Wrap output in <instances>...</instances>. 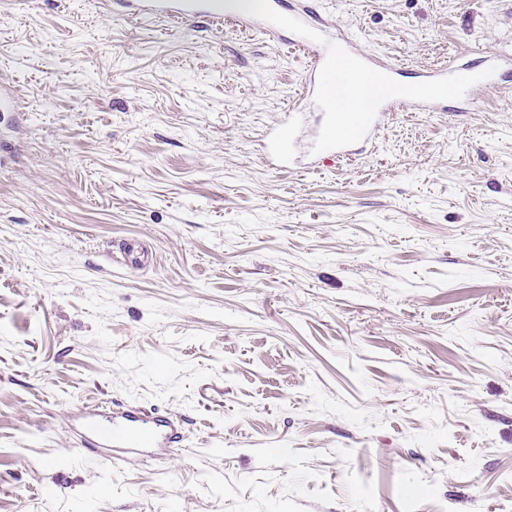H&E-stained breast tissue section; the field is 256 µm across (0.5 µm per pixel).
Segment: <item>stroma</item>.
<instances>
[{"label":"stroma","instance_id":"stroma-1","mask_svg":"<svg viewBox=\"0 0 512 512\" xmlns=\"http://www.w3.org/2000/svg\"><path fill=\"white\" fill-rule=\"evenodd\" d=\"M307 2L412 71L512 50V0ZM307 65L0 0V512H512V74L277 167ZM98 405L182 440L107 464L72 427Z\"/></svg>","mask_w":512,"mask_h":512}]
</instances>
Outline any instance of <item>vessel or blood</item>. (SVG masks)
I'll list each match as a JSON object with an SVG mask.
<instances>
[{"label": "vessel or blood", "instance_id": "b4317fda", "mask_svg": "<svg viewBox=\"0 0 512 512\" xmlns=\"http://www.w3.org/2000/svg\"><path fill=\"white\" fill-rule=\"evenodd\" d=\"M129 17L164 16L174 21L205 19L220 27L234 22L243 29H260L272 39L291 33V46L305 51L311 65L284 119L271 128L264 140L268 160L284 164L301 117L310 108L323 106L327 88L344 96L348 85L378 81L380 92L364 110L347 113L337 123L328 113L327 137L320 140L325 159L349 157L369 143L385 115L396 112H436L451 102H473L500 90L504 75L512 71L511 52L482 53L476 60H453L421 72L415 84L402 80L403 68L396 62L359 49L347 32L338 31L331 19L303 6L302 0H268L262 15L238 7L235 0H116ZM84 441L94 452L104 451L114 463L132 460L140 451H163L178 439V431L164 417L139 409L119 413L81 410Z\"/></svg>", "mask_w": 512, "mask_h": 512}]
</instances>
